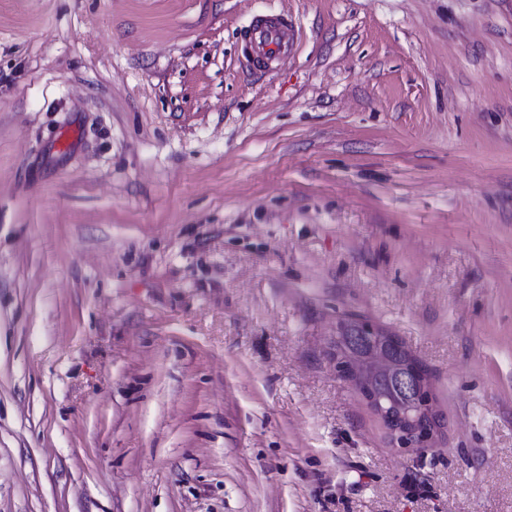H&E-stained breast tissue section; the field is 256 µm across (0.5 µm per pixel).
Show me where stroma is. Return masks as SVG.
Instances as JSON below:
<instances>
[{"instance_id":"obj_1","label":"stroma","mask_w":512,"mask_h":512,"mask_svg":"<svg viewBox=\"0 0 512 512\" xmlns=\"http://www.w3.org/2000/svg\"><path fill=\"white\" fill-rule=\"evenodd\" d=\"M0 512H512V0H0ZM254 40L259 52L267 56H275L283 51L294 48L293 38L286 42L281 30L275 26H261L254 33ZM372 327L367 322L354 324L348 320H343L339 325L334 347L341 352H364L370 347L373 339V336L367 333V329ZM390 352L401 361L404 365V373L410 377L420 376L423 372L426 378L430 380L428 370L421 364V362L406 348L404 343L400 342L389 346ZM348 362L352 367L358 368L364 378L395 368L388 356L380 351H374L363 359L349 358ZM364 402L373 410L385 424L393 448H409L435 441L441 434V419L435 404L430 401L426 406L405 409L395 416L388 412L374 395L361 394ZM423 428L426 436L421 442H416L413 436Z\"/></svg>"}]
</instances>
